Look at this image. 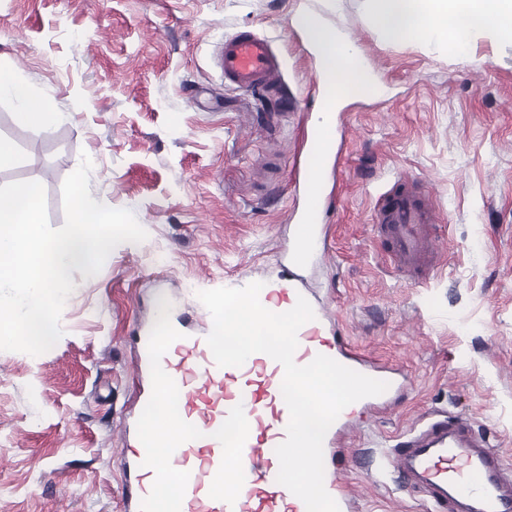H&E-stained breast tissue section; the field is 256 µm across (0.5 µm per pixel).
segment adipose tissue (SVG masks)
I'll list each match as a JSON object with an SVG mask.
<instances>
[{
  "instance_id": "1",
  "label": "adipose tissue",
  "mask_w": 512,
  "mask_h": 512,
  "mask_svg": "<svg viewBox=\"0 0 512 512\" xmlns=\"http://www.w3.org/2000/svg\"><path fill=\"white\" fill-rule=\"evenodd\" d=\"M375 25L390 39H418L448 52L468 53L472 32L492 29L512 39V0H369ZM293 25L301 28L316 47L321 68V112L337 111L346 101L375 91L355 42L325 23L312 9L297 13ZM19 103L15 119L20 124L54 121L56 114L45 105L30 102L27 87L0 72V97Z\"/></svg>"
}]
</instances>
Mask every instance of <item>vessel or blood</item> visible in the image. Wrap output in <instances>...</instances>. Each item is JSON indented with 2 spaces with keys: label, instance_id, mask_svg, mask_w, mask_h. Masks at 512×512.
<instances>
[{
  "label": "vessel or blood",
  "instance_id": "1",
  "mask_svg": "<svg viewBox=\"0 0 512 512\" xmlns=\"http://www.w3.org/2000/svg\"><path fill=\"white\" fill-rule=\"evenodd\" d=\"M220 68L226 85L271 91L281 80L284 60L267 38L241 30L225 38ZM428 200L405 187L391 189L372 217L378 237L413 271L435 265L428 227L441 218ZM300 294L297 288L265 287L260 301L283 313ZM297 339V364L322 354L364 375L376 372L343 337L325 335L322 317L304 324ZM138 364L150 383L139 400L142 422L150 423L162 401H170L182 434L161 457L151 452L148 437L140 436L127 487L135 512H160L171 472L181 486L174 512H306L303 501L277 481L275 449L286 439L290 420L280 363L255 353L242 366H218L206 335L173 321L139 336ZM390 463L427 493L436 512H512V468L469 420L448 416L426 424L399 442Z\"/></svg>",
  "mask_w": 512,
  "mask_h": 512
}]
</instances>
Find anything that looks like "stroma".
Masks as SVG:
<instances>
[{
  "instance_id": "obj_1",
  "label": "stroma",
  "mask_w": 512,
  "mask_h": 512,
  "mask_svg": "<svg viewBox=\"0 0 512 512\" xmlns=\"http://www.w3.org/2000/svg\"><path fill=\"white\" fill-rule=\"evenodd\" d=\"M305 6L351 36L378 93L335 114L337 176L319 185L327 253L299 286L330 329L409 381L347 435L356 512H433L387 456L438 411L468 419L512 465L511 42L473 33L465 59L392 41L367 0H0V71L63 115L21 125L0 98V145L12 151L0 185L40 182L60 227L63 181L85 153L92 198L130 210L148 234L93 277L72 270L51 350L0 351V512H125L136 328L163 306L204 331L197 291L287 279L320 92L291 23ZM244 28L283 55L276 92L225 86L216 68L225 37ZM409 175L445 218L433 227L438 267L418 276L395 268L372 225L379 192Z\"/></svg>"
}]
</instances>
